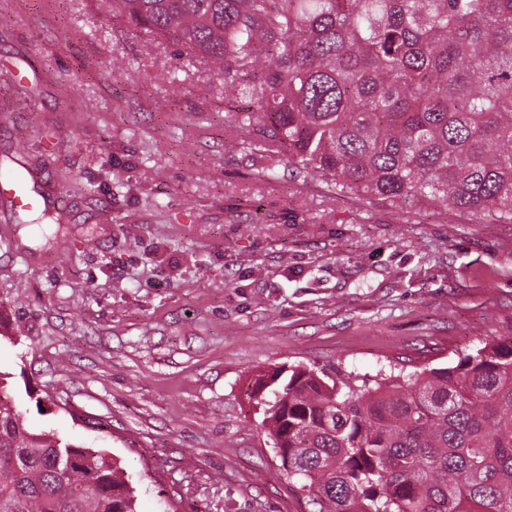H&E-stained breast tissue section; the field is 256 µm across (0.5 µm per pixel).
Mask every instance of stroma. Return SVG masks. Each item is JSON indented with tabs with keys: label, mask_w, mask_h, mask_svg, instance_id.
I'll return each instance as SVG.
<instances>
[{
	"label": "stroma",
	"mask_w": 512,
	"mask_h": 512,
	"mask_svg": "<svg viewBox=\"0 0 512 512\" xmlns=\"http://www.w3.org/2000/svg\"><path fill=\"white\" fill-rule=\"evenodd\" d=\"M234 125L219 77L106 0H0V388L31 431L115 456L137 512H308L258 375L410 373L512 336V224L260 178Z\"/></svg>",
	"instance_id": "35a3bbf8"
}]
</instances>
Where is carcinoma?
<instances>
[{
  "label": "carcinoma",
  "instance_id": "obj_1",
  "mask_svg": "<svg viewBox=\"0 0 512 512\" xmlns=\"http://www.w3.org/2000/svg\"><path fill=\"white\" fill-rule=\"evenodd\" d=\"M224 79L232 147L391 211L512 224V0H109ZM280 470L317 512H512V336L446 367L257 379ZM0 512H137L120 464L0 395Z\"/></svg>",
  "mask_w": 512,
  "mask_h": 512
}]
</instances>
